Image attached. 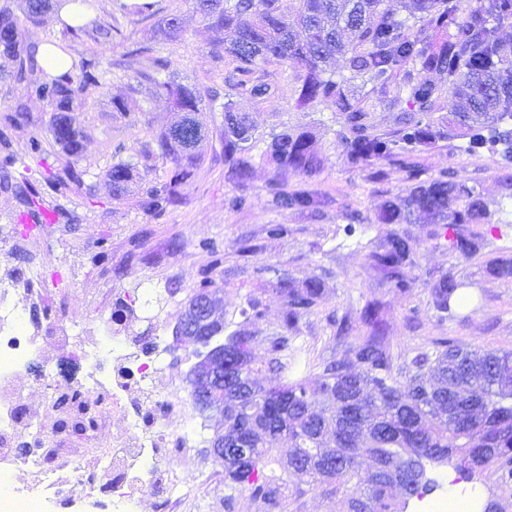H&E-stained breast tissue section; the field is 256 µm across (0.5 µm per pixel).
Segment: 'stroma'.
Instances as JSON below:
<instances>
[{"label": "stroma", "mask_w": 512, "mask_h": 512, "mask_svg": "<svg viewBox=\"0 0 512 512\" xmlns=\"http://www.w3.org/2000/svg\"><path fill=\"white\" fill-rule=\"evenodd\" d=\"M180 9L188 29L186 39L162 41L154 21L115 16L112 0H89L88 18H115L124 40L104 41L97 46L65 43L72 59L97 50L104 72L102 86L90 89L76 123L82 131L80 164L87 169L86 180L94 186L93 197L76 190L64 198L67 209L75 211L79 223L49 224L35 236L15 232L18 205L12 195L0 192V275L17 268V254L29 256L34 271L61 272L71 286L67 295L46 290L34 325L42 336H49L52 323L61 317L87 316L91 304L103 314L124 293L157 288L163 301L157 319H143L137 331L160 324L163 335H171L184 310V303L209 269L211 255L202 249L214 241L224 251V264L214 278L224 299L226 331L246 330L253 337L251 365L257 384L268 385L271 374L266 364V339L280 334L284 302L272 287L276 272H285L298 281L319 279L324 288L321 305L304 315L288 346L289 378L315 379V365L345 356L349 342L337 339L335 319L355 318L367 300L377 298L386 306L395 367L419 351H432L433 341L442 336L481 349H512V278L502 279L485 269L487 259L512 258V161L501 152L468 151L463 140H453L415 155L414 160L426 177L433 178L454 168L458 178L476 183L496 226L482 241L476 258L467 259L437 237L431 224H379L375 211L383 200L406 187L405 174L388 167L384 183L372 182L365 170L352 163L336 133L343 118L324 106L297 109V82L288 67L272 63L259 74L278 87L275 98L263 103L241 97L240 111L249 114L255 135L267 137L284 128H304L315 137L316 147L325 159L323 169L313 177L283 175L266 158H255L245 183L228 179L218 139L204 141V161L194 180L184 190V202L164 219L156 221L139 210L132 199L113 198L102 173L117 158L137 156L153 148L161 131L173 117L169 100L157 97L147 77L152 67L148 59L126 56L127 41L154 46L158 56L168 59L169 70L178 80L209 86L221 82L208 51L213 44H232L230 30H216L194 12L190 0H164ZM130 96L140 106L135 119H127L112 109L113 98ZM287 179L289 187L307 188L327 195L329 205L320 213L297 209H273L267 204L270 183ZM245 193L249 204L243 210H229L228 197ZM269 224L288 225L290 233L281 240L267 239ZM405 239L415 254L410 271L413 279L406 293H398L383 283L367 260L368 252L387 235ZM249 246L248 256H239L241 246ZM108 258L96 261L99 249ZM452 272L462 284L467 298L456 320L440 318L430 304V288L442 273ZM176 295H168V288ZM258 298L265 315L256 323H245L239 314L249 297ZM195 346L181 344L166 355V373L157 381L160 394L177 390L188 393L186 374L196 361ZM62 350L47 347L18 379L23 388L18 412L24 419H35L40 433H16L9 449L18 455L22 443L33 438L57 436L60 445L80 451L85 462H92L96 451L111 445L113 436L125 426L123 418L109 419L94 436L72 432L65 422L68 412L53 407L39 376L56 367ZM220 460L205 449L182 457L175 465L180 492L191 495L197 512H252V500L245 490L210 481L212 473L223 471ZM289 512H346L343 494H329L305 484L297 474L287 482Z\"/></svg>", "instance_id": "obj_1"}]
</instances>
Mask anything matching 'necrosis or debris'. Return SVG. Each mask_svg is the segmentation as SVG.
<instances>
[{"mask_svg":"<svg viewBox=\"0 0 512 512\" xmlns=\"http://www.w3.org/2000/svg\"><path fill=\"white\" fill-rule=\"evenodd\" d=\"M38 283V277L20 268L0 278V422L9 427L0 434L2 446L9 444L12 431L31 428L15 416L21 396L16 378L44 344L39 332L25 329L30 305L39 294ZM52 336L81 367L77 385L94 396L96 415L119 411L127 425L90 469L82 459L61 458L43 448L15 458L14 466L28 472L31 480L25 490L0 494V512H47L64 485L72 500L89 512L98 508V495L107 487L112 490V512H135L146 494L153 496L162 512H181L179 500L172 497L173 464L196 442L191 432L173 427L182 401L154 387L164 371L159 357L168 351L163 337L134 333L125 313L112 328L96 330L74 321L56 325Z\"/></svg>","mask_w":512,"mask_h":512,"instance_id":"1","label":"necrosis or debris"}]
</instances>
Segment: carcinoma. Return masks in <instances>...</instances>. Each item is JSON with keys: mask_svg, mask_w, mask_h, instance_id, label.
Here are the masks:
<instances>
[{"mask_svg": "<svg viewBox=\"0 0 512 512\" xmlns=\"http://www.w3.org/2000/svg\"><path fill=\"white\" fill-rule=\"evenodd\" d=\"M283 11L281 0H192L193 9L217 29L234 30L229 47L214 46L208 54L215 67L229 56L233 73L201 90L175 77L152 78L156 93L171 100L176 120L160 134V155L172 167L166 175L147 179L148 167L129 158L113 162L103 172L113 196L140 186L138 206L158 220L183 201L184 186L197 174L202 156L196 148L208 130L207 113L219 104L222 123L216 130L224 164L239 182L253 167L256 137L246 113L238 111L233 97L242 93L265 99L274 93L260 79L261 66L285 64L296 73L297 107L323 105L344 116L337 139L353 163L381 183L383 164L405 172V194L386 199L377 213L381 224H434L448 239L449 248L466 258L476 256L490 224V216L476 186L448 170L436 178H423L411 154L453 138L469 139V147L502 149L512 158V40L501 35L512 25V0H413V11L401 15L402 0H293ZM121 15L149 20L164 12L154 0H115ZM53 13L52 0H0V57L12 62L6 77L27 85V96L46 103L52 112L47 133L33 136L25 158L13 150L10 132L28 118L27 101L18 99L0 115V191L19 203V215L45 224L44 210L54 223H76V216L60 204L45 199L49 190L65 197L84 186L87 170L79 165L82 133L71 113L79 111L83 95L101 85L103 71L95 54L81 58L58 75L37 63L38 44L24 37L28 21ZM166 39L185 36V22L177 13L157 22ZM69 41L119 38L123 31L108 21L82 25L63 23ZM130 57L151 58L156 73L169 69L168 60L154 55L151 46L128 44ZM371 84L363 93L352 81ZM452 108L445 117H433L443 92ZM375 96L401 107V127L392 136L378 135L367 124L365 102ZM482 117L487 133L473 126ZM265 153L285 173L311 176L324 159L307 130H283L270 135ZM269 204L310 213L322 210L328 200L312 191L288 189V183L269 186ZM200 247L212 257L187 303L201 291L218 293L211 272L224 264V252L211 241ZM369 264L395 291L411 285L409 269L413 250L398 235H390L367 254ZM492 275L512 278V259L486 262ZM275 290L284 299L282 333L266 339L267 365L288 369V343L300 318L318 306L323 288L316 279L298 282L288 276L276 279ZM460 284L448 272L430 288L431 304L442 318L457 317L462 297ZM209 334L224 337V362L250 364V340L240 331L224 336V310L215 300ZM360 335L347 354L321 365L316 384L326 405L309 400L304 379L277 378L285 398L266 399L265 388L253 386L256 398L241 402L225 396L224 441H241L248 451L224 465V483L243 487L264 512H284L286 497L281 476L265 474L275 462L273 450L284 435L291 442L283 471L293 470L315 486L343 491L346 509L363 497L369 512H406L409 500L433 492L437 481L429 476L433 466L452 465L463 479L493 469L501 484H512V349L468 348L442 336L431 353L420 352L405 361V374H393L394 356L390 323L384 304L366 302L359 313ZM368 464L367 478L358 479L359 467Z\"/></svg>", "mask_w": 512, "mask_h": 512, "instance_id": "cac0c4a2", "label": "carcinoma"}]
</instances>
